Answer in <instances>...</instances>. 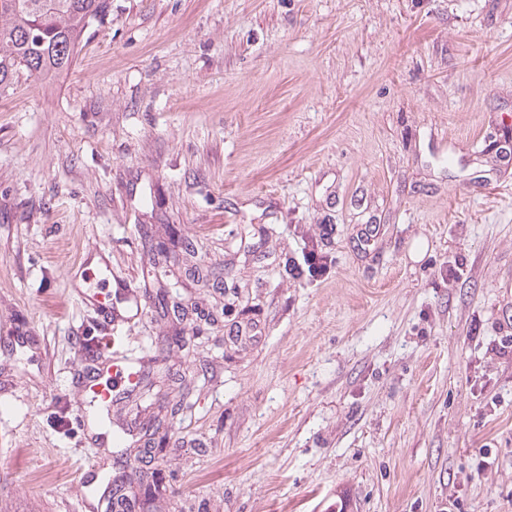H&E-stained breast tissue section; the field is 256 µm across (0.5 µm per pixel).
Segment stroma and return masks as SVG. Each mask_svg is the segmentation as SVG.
Wrapping results in <instances>:
<instances>
[{"instance_id": "stroma-1", "label": "stroma", "mask_w": 512, "mask_h": 512, "mask_svg": "<svg viewBox=\"0 0 512 512\" xmlns=\"http://www.w3.org/2000/svg\"><path fill=\"white\" fill-rule=\"evenodd\" d=\"M171 228L215 274L179 321ZM91 248L145 310L76 302ZM6 321L39 343L0 342V512H106L109 334L193 383L150 512H512V0H111L0 95Z\"/></svg>"}]
</instances>
